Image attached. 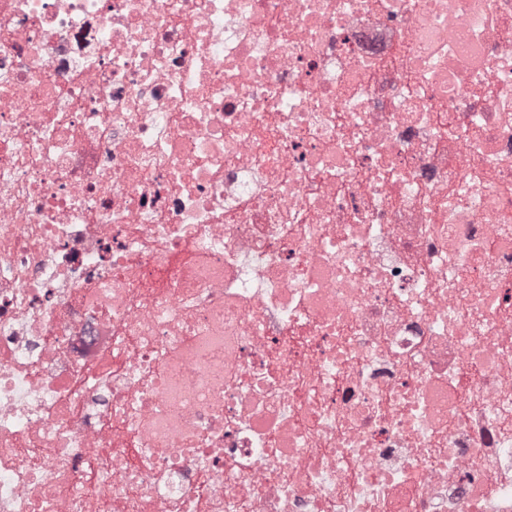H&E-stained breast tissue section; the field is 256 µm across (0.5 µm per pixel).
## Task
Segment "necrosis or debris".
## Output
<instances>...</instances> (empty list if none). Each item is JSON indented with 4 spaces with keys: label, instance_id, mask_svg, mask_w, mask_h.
<instances>
[{
    "label": "necrosis or debris",
    "instance_id": "necrosis-or-debris-1",
    "mask_svg": "<svg viewBox=\"0 0 512 512\" xmlns=\"http://www.w3.org/2000/svg\"><path fill=\"white\" fill-rule=\"evenodd\" d=\"M0 512H512V0H0Z\"/></svg>",
    "mask_w": 512,
    "mask_h": 512
}]
</instances>
